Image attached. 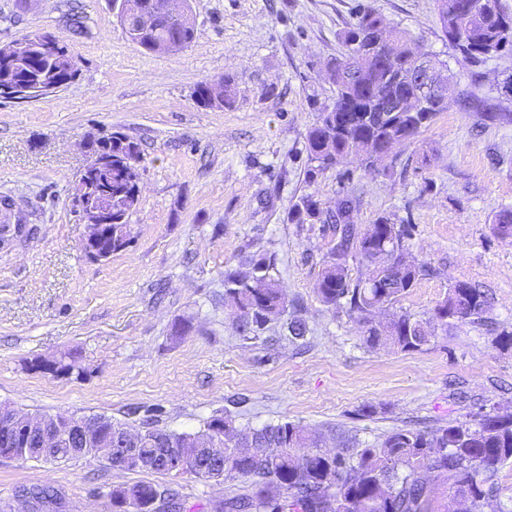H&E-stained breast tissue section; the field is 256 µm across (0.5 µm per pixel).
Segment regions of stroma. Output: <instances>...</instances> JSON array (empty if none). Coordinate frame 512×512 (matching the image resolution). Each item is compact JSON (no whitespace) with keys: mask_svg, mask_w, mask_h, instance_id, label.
Listing matches in <instances>:
<instances>
[{"mask_svg":"<svg viewBox=\"0 0 512 512\" xmlns=\"http://www.w3.org/2000/svg\"><path fill=\"white\" fill-rule=\"evenodd\" d=\"M196 37L174 55L126 36L113 0H0V44L48 33L67 45L73 81L37 100L0 99V195L29 222L0 247V404L34 415L99 414L131 428L199 429L211 416L239 427L289 421L336 427L372 444L396 429L434 428L477 405L512 412V349L487 327L451 321L421 350L366 347L345 309L313 285L331 247L296 224L306 195L322 207L352 195L360 223L410 227L431 273L400 301L428 319L456 282L488 295L498 329H512V237L494 219L512 208V53L470 65L441 36L436 0H191ZM418 38L457 82L447 111L385 168L349 160L309 177L305 135L336 87L327 65L360 7ZM228 78L236 102L197 104L198 83ZM122 132L140 145L141 194L129 246L87 255L74 188L91 157L81 144ZM275 253L277 274L308 332L275 324L242 340L224 305V271L247 245ZM184 319L185 334H171ZM74 361L72 371L59 360ZM376 408L359 416L362 406ZM140 481L178 488L186 512H222L239 480L112 470L104 461L0 457V512L23 487L54 486L65 512H112L108 492Z\"/></svg>","mask_w":512,"mask_h":512,"instance_id":"obj_1","label":"stroma"}]
</instances>
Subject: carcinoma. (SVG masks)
<instances>
[{
    "instance_id": "1",
    "label": "carcinoma",
    "mask_w": 512,
    "mask_h": 512,
    "mask_svg": "<svg viewBox=\"0 0 512 512\" xmlns=\"http://www.w3.org/2000/svg\"><path fill=\"white\" fill-rule=\"evenodd\" d=\"M165 17L148 24L124 27L132 42L156 53L165 44L187 48L195 39V22L188 0H172ZM438 9L443 39L464 61L477 64L512 49V15L499 0H441ZM45 35H25L17 43L26 51L16 54L0 46V98L11 92L18 99L45 97L69 84L77 68L68 48L60 53L45 49ZM345 51L332 63L336 99L317 113L306 132V151L313 163L309 175L359 158L372 170L376 148L392 140L394 146L411 143L435 117L448 109V97L425 105L413 99L407 75L422 53L408 32L385 22L370 9L341 34ZM194 98L207 108L230 107L224 79L197 84ZM399 99L403 111L388 104ZM103 149L112 151V168L91 179L95 202L112 208V237L103 241L107 251L128 245L126 219L138 205L142 153L137 142L123 133L105 136ZM298 224L327 226L333 245L322 262L314 293L328 307H344L360 326L363 341L374 347L390 344L419 351L432 332L411 313L396 309L429 269L413 256L406 240L409 228L386 216L357 224L356 201L346 196L333 209H323L307 195L292 211ZM354 255L366 271L352 277L346 257ZM277 258L251 251L235 268L224 271V302L236 313V332L245 341L261 339L268 324L288 312V293L276 272ZM490 304L479 289L457 282L433 310L431 321L448 326L456 319L471 324L489 322ZM289 338L307 333L299 313L286 321ZM224 425V463L189 474L221 483L240 479L244 492L224 498V512H441L436 480L451 482L455 496L471 501L467 512H485L500 501L499 468L512 462V414L500 415L484 407L465 421H451L430 430L397 429L375 445H326L322 434L284 421L261 427L237 428L231 419L213 416L195 432H178L157 425L137 431V447L154 461L150 471L170 473L164 449L191 448L214 423ZM113 512H184L180 491L150 482L118 485L109 491Z\"/></svg>"
}]
</instances>
